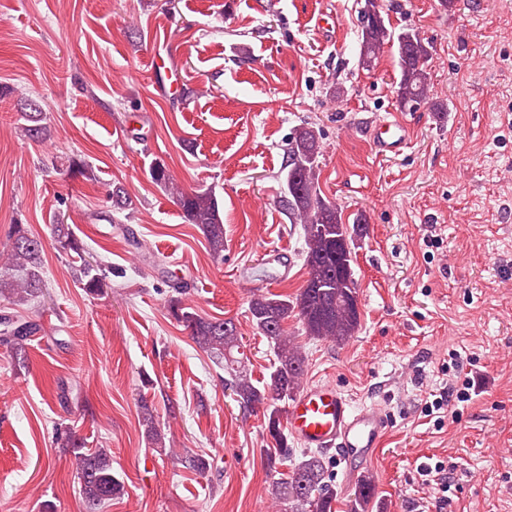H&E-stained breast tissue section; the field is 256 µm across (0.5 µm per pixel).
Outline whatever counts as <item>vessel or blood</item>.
<instances>
[{
	"instance_id": "vessel-or-blood-1",
	"label": "vessel or blood",
	"mask_w": 512,
	"mask_h": 512,
	"mask_svg": "<svg viewBox=\"0 0 512 512\" xmlns=\"http://www.w3.org/2000/svg\"><path fill=\"white\" fill-rule=\"evenodd\" d=\"M411 131L399 119L383 118L371 126L367 137L377 153H398ZM288 430L306 448L336 450L339 462L353 465L371 461L380 447L387 425L384 410L377 405L353 407L333 384L311 385L288 407Z\"/></svg>"
}]
</instances>
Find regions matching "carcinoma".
Segmentation results:
<instances>
[{
  "instance_id": "obj_1",
  "label": "carcinoma",
  "mask_w": 512,
  "mask_h": 512,
  "mask_svg": "<svg viewBox=\"0 0 512 512\" xmlns=\"http://www.w3.org/2000/svg\"><path fill=\"white\" fill-rule=\"evenodd\" d=\"M358 42L359 58L372 62L378 59L384 45L397 46L400 73L399 80L394 82V94L400 108L415 109L427 98L428 46L412 28L398 32L389 29L379 0H364ZM21 118L25 121L22 130L28 138L42 140L47 136L43 110L38 102L25 101ZM320 153L319 136L313 128L295 129L288 143L287 173L280 200L291 223L301 226L307 279L294 296L267 293L249 302L248 312L257 334L264 337L274 351L268 379L256 382L248 373L232 321L204 318L192 311L178 296V286L175 287L177 296L168 304L171 316L183 324L194 343L224 367L228 374L225 387L244 407L264 409L266 429L273 440V451L267 456L268 468L275 471L279 465L290 463L286 476L272 482L271 494L281 505V512H331L336 497L323 452L296 455L282 427V413L300 390L306 370L305 355L301 346L288 335L285 322L294 316L306 335L338 343L347 341L360 325L359 305L355 303L357 282L352 267L357 229L344 223L337 205L317 192ZM149 176L154 184L170 192L185 221L198 227L211 254L223 256L224 215L215 192L180 189L161 161L150 165ZM51 237L60 252L83 257L84 245L71 225L58 218L53 220ZM43 253L44 242L39 237L30 234L21 224L13 225L7 252H0V297L18 306L28 305L43 295ZM108 274L110 271L97 264L82 262L83 288L90 293L101 291L107 286ZM32 331L33 324L20 323L6 330L0 340L23 362ZM140 424L148 440L162 443L164 436L159 424L146 405L142 407ZM56 444L73 459L84 512H101L106 504L124 494V481L112 466L111 449H87L83 438L71 430L57 436ZM177 459L185 469L196 474L205 473L211 466L203 455L189 450L183 451ZM373 495V482L363 479L356 487L351 512H365Z\"/></svg>"
}]
</instances>
